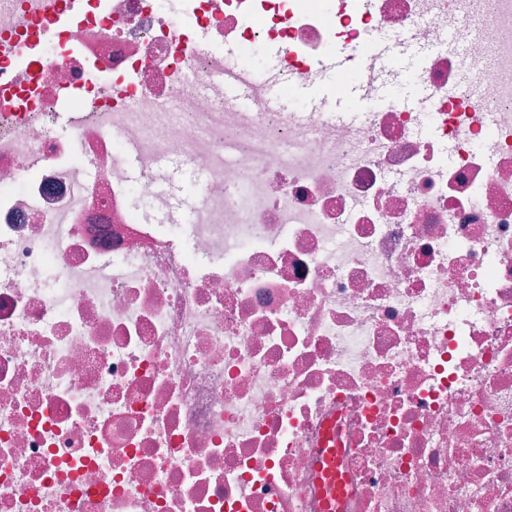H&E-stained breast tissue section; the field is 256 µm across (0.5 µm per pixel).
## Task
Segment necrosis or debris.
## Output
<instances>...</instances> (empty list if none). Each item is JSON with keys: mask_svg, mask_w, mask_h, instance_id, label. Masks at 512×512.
Segmentation results:
<instances>
[{"mask_svg": "<svg viewBox=\"0 0 512 512\" xmlns=\"http://www.w3.org/2000/svg\"><path fill=\"white\" fill-rule=\"evenodd\" d=\"M376 39L352 121L213 88ZM0 512H512V0H0ZM220 61L216 86L223 93L226 108L237 110L249 99L260 96L267 107L274 112H293L287 108L286 101L274 92V87L277 85L276 77H267L262 83L256 82L237 64H234L225 49ZM178 169L175 180L162 182L161 188L171 193L182 204L185 217H187L189 207L204 192L205 180L198 172L190 169Z\"/></svg>", "mask_w": 512, "mask_h": 512, "instance_id": "1", "label": "necrosis or debris"}]
</instances>
